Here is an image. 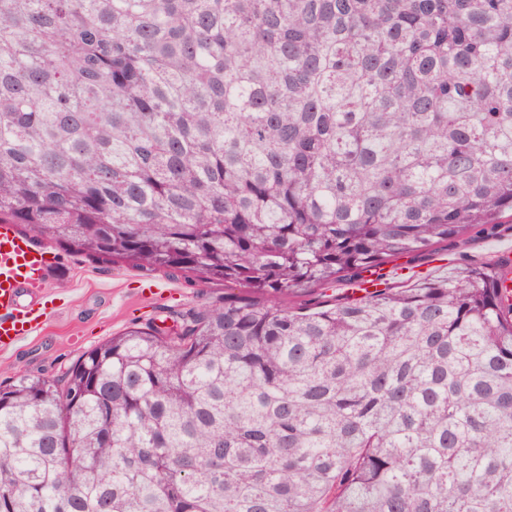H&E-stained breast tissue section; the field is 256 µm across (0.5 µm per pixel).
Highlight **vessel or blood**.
Segmentation results:
<instances>
[{
    "mask_svg": "<svg viewBox=\"0 0 512 512\" xmlns=\"http://www.w3.org/2000/svg\"><path fill=\"white\" fill-rule=\"evenodd\" d=\"M49 263L44 253L30 242L0 230V349L14 347L24 336L32 334L48 319L51 309L33 302L21 304L22 289L44 279Z\"/></svg>",
    "mask_w": 512,
    "mask_h": 512,
    "instance_id": "1",
    "label": "vessel or blood"
}]
</instances>
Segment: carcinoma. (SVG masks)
<instances>
[{
	"instance_id": "obj_1",
	"label": "carcinoma",
	"mask_w": 512,
	"mask_h": 512,
	"mask_svg": "<svg viewBox=\"0 0 512 512\" xmlns=\"http://www.w3.org/2000/svg\"><path fill=\"white\" fill-rule=\"evenodd\" d=\"M512 0H0V224L238 294L0 384V512H512ZM493 233H471L465 241L448 242V247L438 246L419 257H400L383 266L385 285L379 288H414L417 284L445 278L448 272L467 265H474L501 256L512 258V222L509 213L498 219ZM351 288L333 285L329 288H315L309 290L303 297L294 300L296 303H313L323 300L341 299L345 296L357 298L359 296L353 294Z\"/></svg>"
}]
</instances>
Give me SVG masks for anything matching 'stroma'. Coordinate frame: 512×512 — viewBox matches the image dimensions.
Masks as SVG:
<instances>
[{
  "label": "stroma",
  "instance_id": "obj_1",
  "mask_svg": "<svg viewBox=\"0 0 512 512\" xmlns=\"http://www.w3.org/2000/svg\"><path fill=\"white\" fill-rule=\"evenodd\" d=\"M42 248L53 265L39 298L56 308L32 335L0 351V383L21 373L61 375L84 352L133 326H170L181 313L238 292V285L200 286L190 275L146 273L127 262H102L51 243ZM512 257V216L502 215L491 233L438 246L383 267L390 288H412L467 265Z\"/></svg>",
  "mask_w": 512,
  "mask_h": 512
}]
</instances>
